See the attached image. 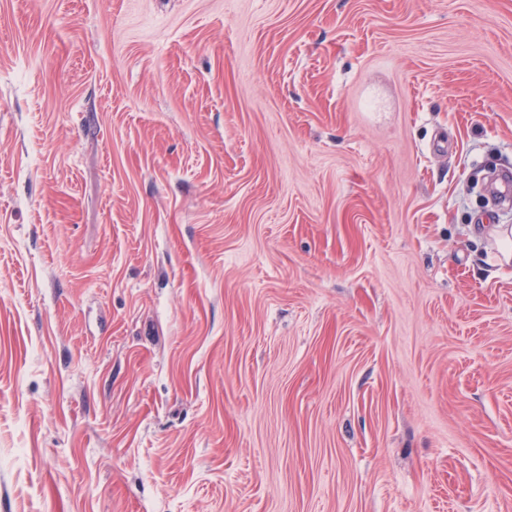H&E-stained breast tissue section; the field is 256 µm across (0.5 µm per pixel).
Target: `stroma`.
Segmentation results:
<instances>
[{
    "mask_svg": "<svg viewBox=\"0 0 512 512\" xmlns=\"http://www.w3.org/2000/svg\"><path fill=\"white\" fill-rule=\"evenodd\" d=\"M512 0H0V512H512Z\"/></svg>",
    "mask_w": 512,
    "mask_h": 512,
    "instance_id": "stroma-1",
    "label": "stroma"
}]
</instances>
